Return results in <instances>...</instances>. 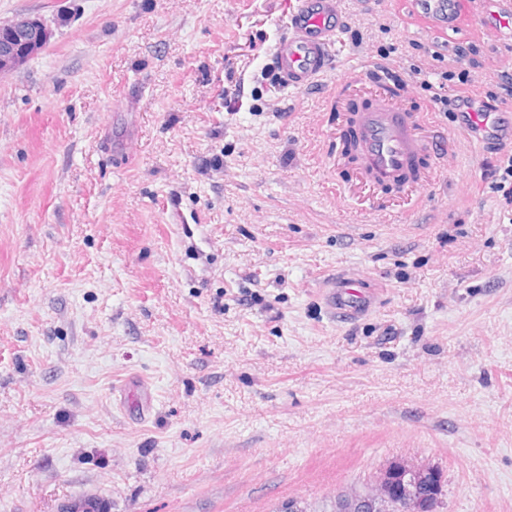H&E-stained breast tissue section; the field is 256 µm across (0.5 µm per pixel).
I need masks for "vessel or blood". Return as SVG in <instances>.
Returning a JSON list of instances; mask_svg holds the SVG:
<instances>
[{
  "label": "vessel or blood",
  "mask_w": 512,
  "mask_h": 512,
  "mask_svg": "<svg viewBox=\"0 0 512 512\" xmlns=\"http://www.w3.org/2000/svg\"><path fill=\"white\" fill-rule=\"evenodd\" d=\"M432 21L455 18L459 0H425ZM342 24L341 0H299L288 26L290 33L276 46L278 74L293 89L311 84L324 73L332 57V46ZM500 109L472 110L467 114V127L476 128L487 146L504 144ZM358 141V156L370 175V190L400 178L422 157L439 159L442 146L428 140L417 113L389 95L369 107L358 109L352 117ZM329 313L344 320L363 307L366 298L359 285L350 279L332 281L325 292Z\"/></svg>",
  "instance_id": "1"
}]
</instances>
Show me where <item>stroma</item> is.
Masks as SVG:
<instances>
[{"instance_id": "35a3bbf8", "label": "stroma", "mask_w": 512, "mask_h": 512, "mask_svg": "<svg viewBox=\"0 0 512 512\" xmlns=\"http://www.w3.org/2000/svg\"><path fill=\"white\" fill-rule=\"evenodd\" d=\"M297 2L0 0L70 13L0 74V512H321L399 461L442 469L443 512H512V145L457 110L512 102V27L342 0L296 91ZM381 69L448 137L397 195L336 162V93ZM341 276L375 296L343 322ZM341 24V0H299L288 22L290 33L275 51L278 74L286 86L307 87L329 68Z\"/></svg>"}]
</instances>
